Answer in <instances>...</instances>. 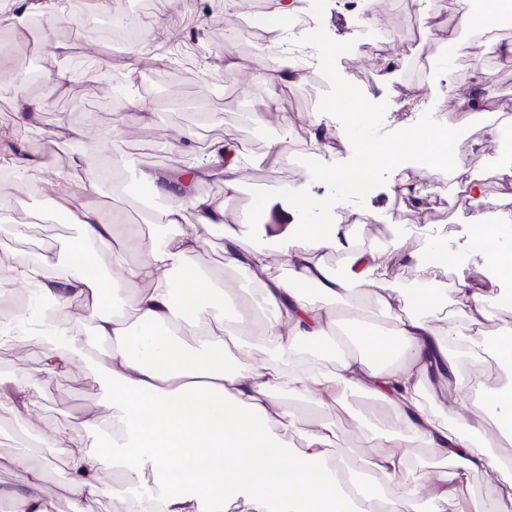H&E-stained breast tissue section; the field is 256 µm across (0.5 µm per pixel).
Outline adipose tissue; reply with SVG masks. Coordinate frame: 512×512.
<instances>
[{"label":"adipose tissue","instance_id":"1","mask_svg":"<svg viewBox=\"0 0 512 512\" xmlns=\"http://www.w3.org/2000/svg\"><path fill=\"white\" fill-rule=\"evenodd\" d=\"M241 150L231 140L215 142L206 160L181 176L144 174V182L168 204L155 217L167 232L148 250L132 254L124 226L106 223L80 192L64 189L55 208L80 233L68 247L67 272L53 274L51 255L20 262L0 293L14 285L49 299V313L23 324L51 337L43 369L56 374L74 361L93 365L112 383L107 411L86 409L77 425L51 417L40 420L43 446L68 441L66 467L72 512L108 497L110 512H131L127 494L144 483L146 472L159 478L144 512H203L215 502H242L247 512H444L448 498L471 474L490 469L486 495L469 500V512H512V461L480 449V424L464 429L443 422L420 400L430 387L447 402L449 386L478 387L487 357L512 368V329L487 337L481 325L494 306L458 280L452 289L400 290L369 279L376 258L350 243L334 224H292L280 233L279 247H244L224 239V262L240 281L257 283L267 313L260 326L249 314L225 316L232 289L215 283L188 257L200 241L180 224L184 207L202 224H223L224 209L212 207L195 188L223 178L225 198L235 197ZM347 253L344 275H336L324 254ZM105 252L115 279L94 274L92 255ZM279 256L287 278L270 273ZM318 287L324 303L309 300L307 285ZM372 288L380 310L395 318L392 329L358 314L341 316L334 300L354 286ZM454 303L456 311L442 310ZM80 316H72V309ZM268 337V362L250 361L247 335ZM460 348L469 358L460 370L450 355ZM358 389L386 401L398 421L400 440L437 452L447 466L422 477L405 456L379 452L378 437L366 441V479L332 455L331 427L305 429L301 417L282 406L278 395L330 396L336 389ZM107 436L102 448L86 447L82 431ZM13 465L30 475L26 488L10 496V512H44L40 482L52 461L20 451ZM119 469V485L104 482L106 467ZM435 487L421 494L422 485Z\"/></svg>","mask_w":512,"mask_h":512}]
</instances>
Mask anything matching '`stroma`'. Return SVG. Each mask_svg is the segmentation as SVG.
<instances>
[{
    "label": "stroma",
    "mask_w": 512,
    "mask_h": 512,
    "mask_svg": "<svg viewBox=\"0 0 512 512\" xmlns=\"http://www.w3.org/2000/svg\"><path fill=\"white\" fill-rule=\"evenodd\" d=\"M462 2L361 0L358 8L351 10L344 0H328L323 26L334 40L352 42V50L338 58L336 67L370 102L392 106L418 92L424 97V110L446 113L449 126L456 128L461 117L459 99H475L473 117L457 141L458 152L467 178L481 184L487 209L512 216V181L495 176L487 147L492 133L481 121L483 114L512 103V65L479 59L466 66L461 58L445 52L441 42L448 36L462 41L469 38L460 26ZM430 9L436 14L435 29L415 33L416 19ZM153 14L163 18L164 24L151 31L148 43L154 49L167 48L171 61L158 66L146 54L140 56L132 73L119 64L129 55L126 44L112 36L96 33L82 22L41 25L34 42L44 72L66 69L73 76L66 92L50 105L45 102L49 94L46 81L19 82L14 59L22 55L26 38L0 34V45L11 57L0 65V88L10 94L6 106H0V130L21 132L22 146L34 157L24 180H15L10 173L0 177V199L10 201L14 217L22 222L46 214L60 190L58 171L69 169L73 158L79 156L83 162L75 176L87 186L89 201L103 217L120 213L146 247L163 228L142 220L135 203L140 182L134 169L169 175L204 159L214 142L235 139L241 146V192L225 198L223 183L217 179L198 187L199 194L213 206L227 211L228 224L199 223L196 211L190 208L182 218L183 229L202 242L199 252L191 256V264L232 285L236 274L224 265V237L232 234L246 239L251 189L305 190L314 199H324L329 193L327 185L314 180L305 166L294 165L293 157L337 164L350 160L353 148L341 122L318 110L329 83L320 72L317 52H310L306 70L290 72L287 81L277 85V109L268 112L263 123H246L240 110L252 107L262 95L253 75L270 65L277 38L257 43L237 26L235 18L225 17L223 0H158ZM187 29L195 32V53L189 59L180 50ZM229 56L235 61L231 68L225 65ZM421 57L433 61L434 66L427 82L417 86L408 81L406 69ZM19 84L24 87L20 94L14 91ZM143 100L155 108L152 120L137 117V104ZM25 102L39 108L36 120L26 125L19 118V108ZM315 126L335 132L331 150L314 151L310 130ZM185 130L196 134L190 154L179 140ZM279 138L288 139L289 154L274 165L267 156L268 146ZM93 140L112 141L113 147L106 154L94 152L88 148ZM424 170L420 163H402L384 185L367 195L364 206L348 207L349 213L361 217L355 226L357 245L377 254L374 278L409 288L425 280L447 289L463 279L480 292L497 296L505 282L471 246L477 208L453 204L451 193L439 195L421 186ZM437 241L447 242L454 252V268L435 267L418 274L409 253L426 251ZM397 242L402 243V252L394 251ZM49 346V338L37 332L0 343V381L19 386L28 403L20 414L0 410V512L9 508L8 491L23 487L28 479L27 473L14 469L9 460L36 434L39 417L76 423L82 409H103L108 404L110 383L86 362H74L60 374L44 375L43 360ZM511 381L512 370L492 360L485 364L481 391L452 388L447 401L456 419L481 420L487 435L495 439L493 454L506 458L512 457V435H498L496 420L485 410L483 400ZM282 403L303 417L309 428L333 427L332 452L344 456L356 470L362 467L356 450L370 433L383 438L396 433L392 408L357 390H344L323 406L293 396L283 398ZM68 451L64 442L46 451L57 462L41 483L46 512H70L63 466Z\"/></svg>",
    "instance_id": "obj_1"
}]
</instances>
